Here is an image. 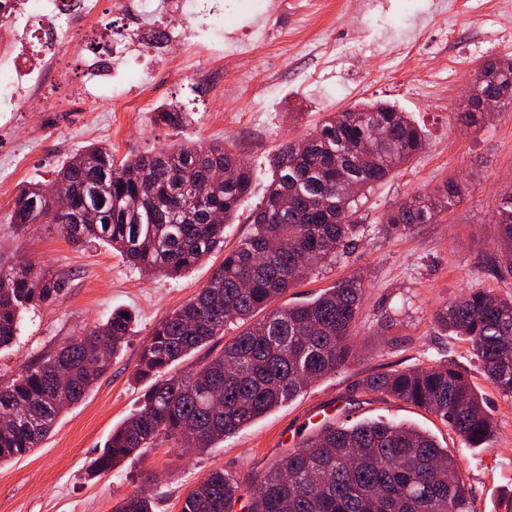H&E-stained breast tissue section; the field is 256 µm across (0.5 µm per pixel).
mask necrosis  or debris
<instances>
[{
    "mask_svg": "<svg viewBox=\"0 0 512 512\" xmlns=\"http://www.w3.org/2000/svg\"><path fill=\"white\" fill-rule=\"evenodd\" d=\"M100 6V0H28L23 9L0 13V112L23 111L30 98L40 95L44 77L61 73V58L83 37L95 39L99 62L73 92L94 103L109 99L120 104V96L111 93L117 76L137 89L139 97L151 92L152 82L130 69L127 58L129 47L154 45L150 19L177 14L188 51H201L195 40L199 13L194 0H112L113 11L126 20L117 37L111 30L93 28Z\"/></svg>",
    "mask_w": 512,
    "mask_h": 512,
    "instance_id": "1",
    "label": "necrosis or debris"
}]
</instances>
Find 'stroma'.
Here are the masks:
<instances>
[{"instance_id":"obj_1","label":"stroma","mask_w":512,"mask_h":512,"mask_svg":"<svg viewBox=\"0 0 512 512\" xmlns=\"http://www.w3.org/2000/svg\"><path fill=\"white\" fill-rule=\"evenodd\" d=\"M224 58L208 81L195 74L152 73L153 97L127 111L46 112L40 102L0 124V256H27L69 277L54 302L23 312L12 346L0 349V384L20 367L81 336L124 309L134 332L111 368L78 404L67 408L39 448L0 464V512H111L139 491L155 512H180L211 470L255 475L299 447L329 420L355 423L388 418L419 426L454 455L472 489L470 512H512V399L486 379L470 345L440 331L434 313L470 288L512 296V276L492 262L495 214L512 188V108L476 126L455 121L467 103L475 69L512 56V0H221ZM255 73L248 84L241 72ZM387 101L409 112L426 147L364 200V220L334 265L308 276L277 301L308 300L350 275L365 291L351 361L204 452L162 443L112 474L88 481L87 462L113 428L137 408L144 391L133 370L155 324L191 299L247 235V224L224 229V249L177 278L148 277L106 246L69 243L54 224L15 232L7 222L17 192L52 184L60 166L85 146H111L117 157L177 143L217 142L242 154L258 172L240 212L259 205L276 149L319 124L326 113ZM189 112L179 127L156 121L160 106ZM465 181L464 197L434 224L413 233L386 232L399 205L418 193L436 194L449 176ZM453 363L472 379L497 424L488 448H467L438 417L409 403L364 392L373 373Z\"/></svg>"}]
</instances>
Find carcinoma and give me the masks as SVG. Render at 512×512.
<instances>
[{
  "label": "carcinoma",
  "mask_w": 512,
  "mask_h": 512,
  "mask_svg": "<svg viewBox=\"0 0 512 512\" xmlns=\"http://www.w3.org/2000/svg\"><path fill=\"white\" fill-rule=\"evenodd\" d=\"M512 85V57L485 64L473 80L459 119L476 126L482 103ZM187 113L173 106L156 120L179 126ZM425 148L422 129L389 102L330 112L303 138L271 159L262 203L245 219L248 235L224 254L197 295L153 328L133 379L153 383L139 407L88 462V479L111 473L160 442L189 439L205 450L301 395L353 356L352 330L364 282L338 281L314 299L270 308L278 297L351 243L359 203L344 185L372 190ZM255 174L218 143L174 145L116 158L97 144L71 156L56 173L73 200L59 215L43 190L20 189L9 223L24 232L37 222L58 224L74 243L105 245L148 275L175 278L224 247V226L240 217ZM211 181L206 197L187 186ZM463 182L450 178L434 195L402 202L388 228L429 224L460 203ZM497 251L512 272V193L498 207ZM68 276L21 256L0 261V348L12 343L22 310L55 301ZM242 330L203 364L169 369L224 334ZM442 331L466 339L486 378L512 398V298L472 288L434 314ZM133 319L114 311L83 336L27 363L0 385V462L38 447L59 414L81 401L106 373L132 333ZM362 388L412 403L436 415L469 448H486L495 423L468 376L452 363L367 376ZM248 512H469L470 491L448 449L412 425L370 420L332 421L270 466L252 484ZM240 479L209 472L185 497L181 512H235ZM144 491L113 512H154Z\"/></svg>",
  "instance_id": "1"
}]
</instances>
